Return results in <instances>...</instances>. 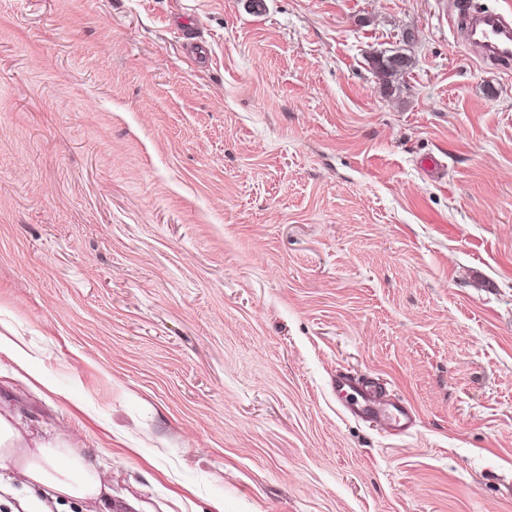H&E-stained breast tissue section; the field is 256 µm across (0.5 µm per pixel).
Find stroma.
I'll return each instance as SVG.
<instances>
[{
  "mask_svg": "<svg viewBox=\"0 0 512 512\" xmlns=\"http://www.w3.org/2000/svg\"><path fill=\"white\" fill-rule=\"evenodd\" d=\"M455 13L0 0V408L87 512H512V69ZM336 390L350 391L353 401L346 406L348 412L359 419L375 421L393 434H403L415 424L413 413L405 404H392L383 392L366 380L336 374Z\"/></svg>",
  "mask_w": 512,
  "mask_h": 512,
  "instance_id": "stroma-1",
  "label": "stroma"
}]
</instances>
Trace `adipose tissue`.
Returning a JSON list of instances; mask_svg holds the SVG:
<instances>
[{"label":"adipose tissue","mask_w":512,"mask_h":512,"mask_svg":"<svg viewBox=\"0 0 512 512\" xmlns=\"http://www.w3.org/2000/svg\"><path fill=\"white\" fill-rule=\"evenodd\" d=\"M103 490L96 464L57 439L27 443L0 411V491L13 497L12 512H70Z\"/></svg>","instance_id":"obj_1"}]
</instances>
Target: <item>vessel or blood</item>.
<instances>
[{
    "label": "vessel or blood",
    "instance_id": "b4317fda",
    "mask_svg": "<svg viewBox=\"0 0 512 512\" xmlns=\"http://www.w3.org/2000/svg\"><path fill=\"white\" fill-rule=\"evenodd\" d=\"M457 29L463 38L481 51V58L491 66L512 67V21L491 10L459 9ZM336 388L351 392L348 412L359 419L371 420L394 434H403L415 424V417L406 405L392 404L383 392L368 381L340 373Z\"/></svg>",
    "mask_w": 512,
    "mask_h": 512
}]
</instances>
